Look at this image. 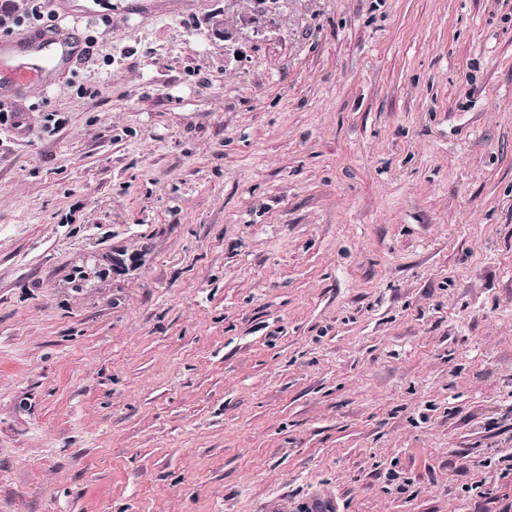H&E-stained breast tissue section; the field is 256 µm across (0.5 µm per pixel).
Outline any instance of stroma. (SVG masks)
<instances>
[{"label":"stroma","mask_w":512,"mask_h":512,"mask_svg":"<svg viewBox=\"0 0 512 512\" xmlns=\"http://www.w3.org/2000/svg\"><path fill=\"white\" fill-rule=\"evenodd\" d=\"M252 7L55 0L0 512H512V0Z\"/></svg>","instance_id":"1"}]
</instances>
